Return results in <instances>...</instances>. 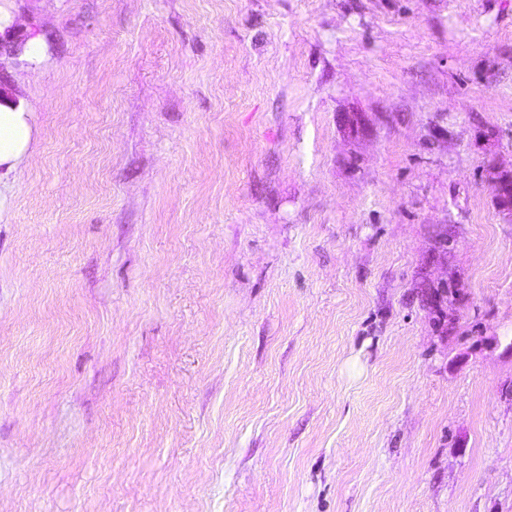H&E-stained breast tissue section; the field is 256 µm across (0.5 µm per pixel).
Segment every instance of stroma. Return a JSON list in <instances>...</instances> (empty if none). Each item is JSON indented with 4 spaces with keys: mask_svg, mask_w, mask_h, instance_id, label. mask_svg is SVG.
Masks as SVG:
<instances>
[{
    "mask_svg": "<svg viewBox=\"0 0 512 512\" xmlns=\"http://www.w3.org/2000/svg\"><path fill=\"white\" fill-rule=\"evenodd\" d=\"M0 26V512H512V0ZM29 140L30 127L23 113L13 112L0 105V168L16 163L26 150ZM490 185L499 208L512 215V171L504 172L494 169Z\"/></svg>",
    "mask_w": 512,
    "mask_h": 512,
    "instance_id": "35a3bbf8",
    "label": "stroma"
}]
</instances>
